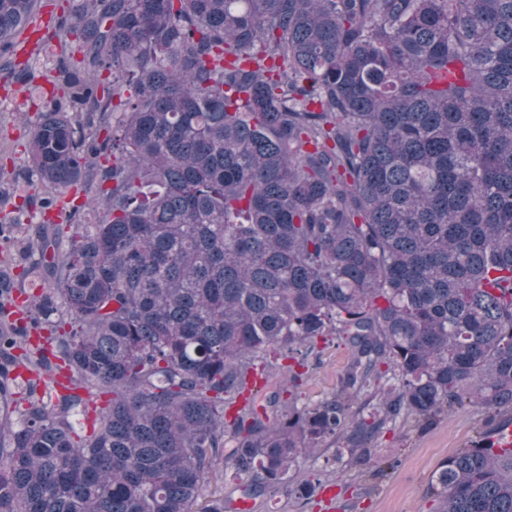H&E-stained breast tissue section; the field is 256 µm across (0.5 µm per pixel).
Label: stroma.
Here are the masks:
<instances>
[{
  "label": "stroma",
  "instance_id": "1",
  "mask_svg": "<svg viewBox=\"0 0 512 512\" xmlns=\"http://www.w3.org/2000/svg\"><path fill=\"white\" fill-rule=\"evenodd\" d=\"M80 58L79 47L63 53L47 41L30 45L28 54L19 55L25 71L11 75L0 71V170L10 187L9 194L0 198V218L54 224L65 239L74 234L76 226L67 214L42 212L41 188L27 174V151L31 125L56 94L64 65ZM348 362L349 353L341 343L323 347L310 361L299 389L301 402L314 404L335 392ZM486 429L485 415L470 404L448 410L427 427L412 420L397 422L372 443L376 459L395 460L394 468L380 474L374 464L346 465L329 478L337 497L325 494L308 505L282 495L261 497L253 501L252 512H434L432 474Z\"/></svg>",
  "mask_w": 512,
  "mask_h": 512
}]
</instances>
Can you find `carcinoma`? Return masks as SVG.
<instances>
[{
    "label": "carcinoma",
    "mask_w": 512,
    "mask_h": 512,
    "mask_svg": "<svg viewBox=\"0 0 512 512\" xmlns=\"http://www.w3.org/2000/svg\"><path fill=\"white\" fill-rule=\"evenodd\" d=\"M40 8L0 0L1 69ZM71 17L47 39L83 45L72 110L43 113L28 160L45 211L95 183L98 220L66 242L38 224L40 258L0 262V512H229L217 490L194 508L221 464L239 502H304L399 420L468 401L512 425V0H73ZM108 112L100 144L81 115ZM30 274L53 288L22 328ZM60 306L70 328L32 347ZM331 336L339 389L300 406ZM271 351L288 386L249 388ZM494 435L436 469V512H512Z\"/></svg>",
    "instance_id": "carcinoma-1"
}]
</instances>
